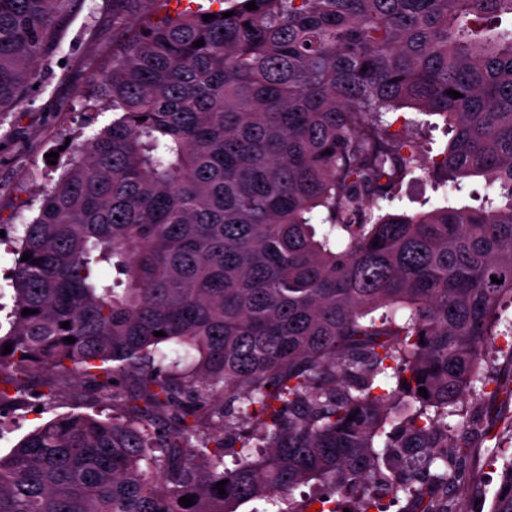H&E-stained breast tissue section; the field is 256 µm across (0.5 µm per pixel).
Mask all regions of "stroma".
I'll use <instances>...</instances> for the list:
<instances>
[{
	"label": "stroma",
	"instance_id": "35a3bbf8",
	"mask_svg": "<svg viewBox=\"0 0 512 512\" xmlns=\"http://www.w3.org/2000/svg\"><path fill=\"white\" fill-rule=\"evenodd\" d=\"M115 40L112 36V0H83L58 34V46L39 59L37 85L28 89L11 110L0 113V230L7 239L22 235L23 226L36 214L37 194L54 186L68 158L65 143L83 142L111 119V113L95 108L93 79L112 65ZM412 124L409 134L418 136L428 158L443 152L448 143L442 118L406 111ZM57 153L56 164H48L47 153ZM447 188L437 177L404 181L392 204L399 213L413 214L444 202ZM53 403L35 411L27 398H20L14 411L0 428V453H8L35 427L59 414H96L100 402L87 395L72 377L57 379ZM457 408L484 413L494 426L496 442L475 440L468 467L472 481L461 487L458 496L469 512H489L483 502L484 490H496L503 463L512 458V431L505 423L512 419V400L504 396L479 399L467 397Z\"/></svg>",
	"mask_w": 512,
	"mask_h": 512
}]
</instances>
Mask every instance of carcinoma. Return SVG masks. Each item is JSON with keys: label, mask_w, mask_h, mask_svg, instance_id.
<instances>
[{"label": "carcinoma", "mask_w": 512, "mask_h": 512, "mask_svg": "<svg viewBox=\"0 0 512 512\" xmlns=\"http://www.w3.org/2000/svg\"><path fill=\"white\" fill-rule=\"evenodd\" d=\"M74 2L0 0V113ZM157 2L112 0V122L11 242L0 333V408L70 374L122 409L58 415L0 456V512H370L382 490L465 512L448 492L480 422L450 435L448 407L492 382L512 397V350L506 383L481 364L512 308V0H221L206 22ZM403 109L448 126L429 165L392 131ZM418 171L485 193L390 211ZM491 512H512V462Z\"/></svg>", "instance_id": "1"}]
</instances>
